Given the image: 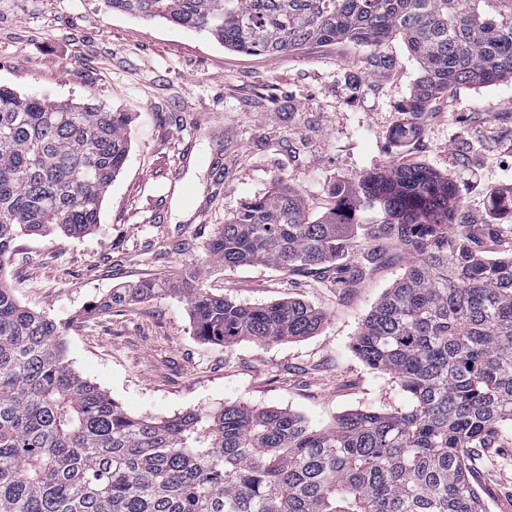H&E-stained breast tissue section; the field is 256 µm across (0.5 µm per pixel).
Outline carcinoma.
Returning <instances> with one entry per match:
<instances>
[{
  "label": "carcinoma",
  "mask_w": 512,
  "mask_h": 512,
  "mask_svg": "<svg viewBox=\"0 0 512 512\" xmlns=\"http://www.w3.org/2000/svg\"><path fill=\"white\" fill-rule=\"evenodd\" d=\"M114 11L207 32L224 48L280 55L311 44L367 50L353 92L384 75L402 39L421 76L407 111L457 85L512 79V0H107ZM126 113L0 87V270L18 238L91 233L130 150ZM319 216L278 187L241 207L208 244L226 268L338 266L368 213L410 256L353 349L411 396L328 428L244 404L156 421L128 415L76 372L63 327L0 281V512H487L469 450L512 437V253L475 249L457 184L419 165L365 170ZM177 294L204 341L310 336L325 316L288 299L257 306L196 277L114 288L104 309Z\"/></svg>",
  "instance_id": "cac0c4a2"
}]
</instances>
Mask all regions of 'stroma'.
<instances>
[{"label": "stroma", "instance_id": "1", "mask_svg": "<svg viewBox=\"0 0 512 512\" xmlns=\"http://www.w3.org/2000/svg\"><path fill=\"white\" fill-rule=\"evenodd\" d=\"M386 52L395 66L355 97L344 75L363 51L348 44L254 56L202 31L111 11L105 0H0V86L133 116L99 227L80 238L20 237L0 277L22 305L65 327L73 369L135 417L244 403L327 427L358 410L407 408L398 385L352 351L406 266L381 225H356L346 241L343 265L364 271L350 288L267 264L229 269L206 255L251 199L286 184L318 215L336 184L397 162L456 182L470 223L489 227L484 254L512 251V211L490 205L512 188V80L458 86L398 142L420 69L403 40ZM176 274L242 304L298 299L325 321L304 338L227 346L196 336L175 295L109 314L94 308L113 289ZM470 464L488 512H512V447L474 449Z\"/></svg>", "mask_w": 512, "mask_h": 512}]
</instances>
